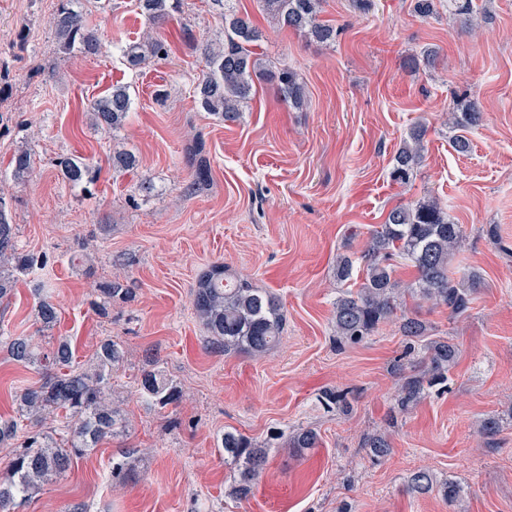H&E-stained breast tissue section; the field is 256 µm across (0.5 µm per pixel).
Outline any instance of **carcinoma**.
<instances>
[{
    "instance_id": "carcinoma-1",
    "label": "carcinoma",
    "mask_w": 512,
    "mask_h": 512,
    "mask_svg": "<svg viewBox=\"0 0 512 512\" xmlns=\"http://www.w3.org/2000/svg\"><path fill=\"white\" fill-rule=\"evenodd\" d=\"M79 3L81 0H57L53 26L58 45L65 54H96L100 43L87 24V10ZM179 3L180 0H138L142 13L156 26L168 21ZM229 3L230 0H211L222 20L224 39L208 40L200 47L206 67L198 85L201 107L224 122H236L241 105L251 99L258 82L277 84L286 104L302 107L305 92L297 73L286 65H271L258 52L262 30L249 17L238 15ZM261 3L267 19L281 28L303 32L321 43L336 40V28L320 20L321 0ZM162 53H167L166 46L152 38L130 43L123 49V56L132 67ZM435 61V51L427 48L411 55L408 67L413 71L429 69ZM130 109L131 97L123 85L113 86L91 103L96 126L108 136L125 124ZM453 119L456 127L477 126L482 121V111L476 102L469 101ZM424 136L421 127L409 131L393 158L390 176L394 181L406 183L413 177L423 159ZM137 165V157L130 150L112 155V167L118 171L133 170ZM10 166L13 179L25 181L33 171L30 151H15ZM57 166L63 179L74 187L93 181L91 166L81 158L63 157ZM461 243L460 225L450 221L438 201L428 199L392 208L385 222L370 231L367 249L361 256L362 282L358 288L340 294L333 303L336 341L358 344L393 315L400 295V281L391 263L395 257L409 262L416 272L405 291L448 308L453 317L463 316L481 285V275L476 271H451L450 258L459 251ZM36 264L34 255L18 247L16 225L11 223L5 203L0 201V299L10 295L19 278ZM353 267L350 256H338L337 280H349ZM98 292V311L102 315L108 313L113 302L127 301L133 296L131 288L120 279L101 283ZM192 303L209 333V345L224 353L262 355L280 341L285 316L278 297L237 278L222 263L211 265L200 275L192 291ZM36 318L42 331L56 325L58 313L51 299L39 301ZM401 330L403 335L423 343L424 349L423 359L411 370L395 369V401L398 413L403 414L420 403L430 388L448 381L458 363L460 349L446 337L431 335V327L417 317H402ZM6 344L13 360L38 366L45 372L40 383L21 389L16 395L17 418L0 419V445L13 448L10 473L0 480V512H16L50 480L67 473L102 439L125 431V418L112 404L111 380L112 371L124 364L126 351L110 338L101 342L86 365L79 366L74 364L71 342L64 337L58 338L48 352L40 351L28 336H9ZM138 386L143 396L161 409L176 406L182 400L177 385L158 370L143 371ZM59 416L62 421L58 426L39 430H25L19 423L22 418L35 424L41 418ZM286 444L301 455L319 447V435L312 428H298L286 435ZM363 447L374 458H384L391 452L383 435L367 438ZM218 449L235 472L232 495H248L264 470L266 450L236 431L224 432ZM407 489L416 494L436 492L450 503L460 501L462 494L458 483L449 479L439 482L425 469L409 476Z\"/></svg>"
}]
</instances>
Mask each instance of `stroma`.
<instances>
[{
    "mask_svg": "<svg viewBox=\"0 0 512 512\" xmlns=\"http://www.w3.org/2000/svg\"><path fill=\"white\" fill-rule=\"evenodd\" d=\"M90 21L99 53L66 55L50 24L55 0H0V199L17 226L20 248L40 260L0 300V334L37 335L36 305L58 311L52 337L71 340L87 361L107 338L121 342L123 366L112 374V400L124 433L104 439L26 503L22 512H512V0H473L475 26L447 7L422 17L415 0H375L366 14L351 0H323L334 44L270 25L260 0H232L263 31L275 65L294 69L306 103L287 105L276 86L256 84L238 122L219 121L197 99L204 62L199 46L219 38L209 0H184L181 13L149 26L137 0H101ZM161 39L168 54L140 67L126 63L130 41ZM430 48L436 67L413 72L405 57ZM129 89L125 126L107 136L89 103L113 85ZM477 101L480 126L466 129L468 152L453 149L448 121L459 100ZM425 126V157L414 178L392 182L391 160L411 127ZM202 144L210 184L193 187L195 144ZM33 173L11 176L19 148ZM133 150L138 168L119 173L112 152ZM81 156L100 173L89 191L64 182L57 161ZM150 179L151 193L137 185ZM433 197L466 240L454 267L475 269L482 283L466 316L408 299L436 336L461 349L449 380L405 414L395 412L396 360L411 365L398 319L355 345L338 346L333 304L357 288L358 260L370 230L396 206ZM499 228V241L484 233ZM356 258L348 283L337 282L338 254ZM215 262L270 290L286 324L262 355L210 349L192 306L199 276ZM126 277L133 298L95 304L99 282ZM163 371L183 400L164 409L139 392L142 371ZM38 367L0 347V416L14 395L39 380ZM344 392L350 413L327 410L322 390ZM502 417L493 439L481 421ZM316 429L322 445L298 457L282 434ZM265 448L268 463L249 498L227 492L234 470L217 448L224 431ZM386 434L392 452L374 460L365 436ZM129 478L112 476L123 454ZM430 470L457 481L460 505L413 495L410 474Z\"/></svg>",
    "mask_w": 512,
    "mask_h": 512,
    "instance_id": "1",
    "label": "stroma"
}]
</instances>
